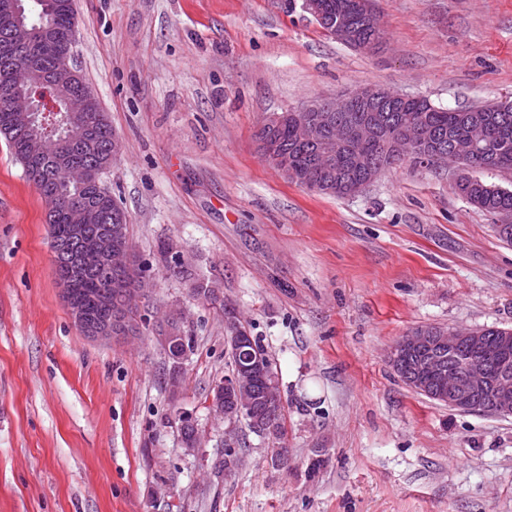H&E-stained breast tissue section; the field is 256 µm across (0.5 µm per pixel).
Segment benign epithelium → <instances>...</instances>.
I'll list each match as a JSON object with an SVG mask.
<instances>
[{
  "label": "benign epithelium",
  "instance_id": "benign-epithelium-1",
  "mask_svg": "<svg viewBox=\"0 0 512 512\" xmlns=\"http://www.w3.org/2000/svg\"><path fill=\"white\" fill-rule=\"evenodd\" d=\"M303 9L337 41L346 44L357 40L356 24L349 19L327 16L320 0H303ZM359 18L372 29L384 27L373 0H360ZM53 40V28L27 24L22 0H0V45L5 48L4 61L10 76L8 83L0 88V101L9 106L10 119L21 130L37 124L41 98L31 92L37 82L54 88L63 124L74 114L88 112L95 106L91 93L73 89L78 73L70 66L42 70L41 51ZM390 94L391 90L379 85L364 86L332 100L313 99L293 114L294 124L304 137L316 143L318 162L324 167L334 166L345 157L360 162L364 172L357 180L318 181L309 171L289 168L288 155L279 148L277 141L278 128L288 120L286 112L261 124L257 133L258 149L266 162L286 178L325 195L354 196L382 173L384 166L360 151V146L369 142L385 144L391 159L397 162L413 160L419 167L451 169L457 174L456 184L466 186L471 180L473 160L486 141L484 127L471 126L465 136L451 140L446 146L433 139L417 122L395 128L375 113L357 123L344 121V113ZM71 144L72 141L59 135L43 138L35 146L34 157L62 168ZM69 216V236L80 241L86 235L87 225L101 219L97 208L80 200L71 205ZM131 262L129 252L112 248L110 236L83 244L77 255V264L84 269L122 268ZM151 286L152 279H143L131 294L129 305L140 309L150 307ZM230 339L239 348L244 366L241 372L225 376L216 385V389L222 388L226 394L224 410L217 414L231 423L248 415L252 424L267 434L273 431V426L266 415L253 410L252 401L245 396V389L252 384L257 369L250 350L253 338L232 335ZM461 350L467 352L465 361L456 368L449 367L447 356ZM412 356L418 359L411 376L414 390L439 399L452 409L512 416V330L488 336L477 329L436 332L419 327L397 341L387 359L397 364Z\"/></svg>",
  "mask_w": 512,
  "mask_h": 512
}]
</instances>
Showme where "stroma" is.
Returning <instances> with one entry per match:
<instances>
[{"label":"stroma","instance_id":"stroma-1","mask_svg":"<svg viewBox=\"0 0 512 512\" xmlns=\"http://www.w3.org/2000/svg\"><path fill=\"white\" fill-rule=\"evenodd\" d=\"M74 4L71 64L121 142L102 181L191 347L176 367L151 333H80L45 202L0 136V512H512V416L431 401L386 358L422 325L512 327L496 217L452 171L405 163L357 195H323L255 140L268 116L365 85L447 109L512 96V0H375L376 52L326 36L302 0ZM165 238L220 281L223 305L155 261ZM225 305L275 365L281 439L214 414ZM182 413L198 449L182 443ZM230 430L241 454L225 476Z\"/></svg>","mask_w":512,"mask_h":512}]
</instances>
